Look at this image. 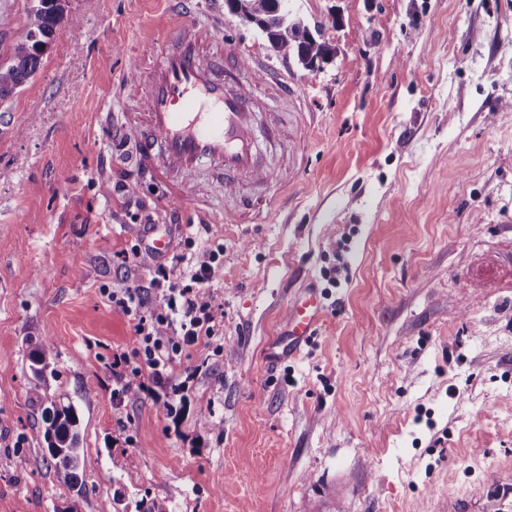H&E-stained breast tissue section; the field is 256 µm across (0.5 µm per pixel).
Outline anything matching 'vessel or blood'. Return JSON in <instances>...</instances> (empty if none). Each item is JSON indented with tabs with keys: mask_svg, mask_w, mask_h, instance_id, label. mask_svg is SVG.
I'll return each mask as SVG.
<instances>
[{
	"mask_svg": "<svg viewBox=\"0 0 512 512\" xmlns=\"http://www.w3.org/2000/svg\"><path fill=\"white\" fill-rule=\"evenodd\" d=\"M168 48L143 89L149 108L142 124L127 125L126 134L139 143L138 167L156 178L185 177L208 160L227 176L261 177L252 137V105L241 93L226 89L224 68L234 60L207 57L181 30L167 35ZM316 289H304L289 306L285 340L270 344L268 357L287 359L316 334L323 315Z\"/></svg>",
	"mask_w": 512,
	"mask_h": 512,
	"instance_id": "b4317fda",
	"label": "vessel or blood"
}]
</instances>
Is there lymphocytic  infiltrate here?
Listing matches in <instances>:
<instances>
[{
	"label": "lymphocytic infiltrate",
	"mask_w": 512,
	"mask_h": 512,
	"mask_svg": "<svg viewBox=\"0 0 512 512\" xmlns=\"http://www.w3.org/2000/svg\"><path fill=\"white\" fill-rule=\"evenodd\" d=\"M224 255L223 247L210 248L196 256L190 270L178 263L158 264L150 287L123 283L109 291L108 298L134 322L138 342L131 352L112 357V377L116 397L137 389L142 374L166 395L162 406L167 415H176L171 399L184 395L188 380L172 378L177 360L190 357L198 342H205L213 355L224 353V329L214 314L209 283Z\"/></svg>",
	"instance_id": "lymphocytic-infiltrate-1"
}]
</instances>
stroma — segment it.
Here are the masks:
<instances>
[{"label":"stroma","instance_id":"35a3bbf8","mask_svg":"<svg viewBox=\"0 0 512 512\" xmlns=\"http://www.w3.org/2000/svg\"><path fill=\"white\" fill-rule=\"evenodd\" d=\"M291 7L336 48L318 71L225 0H69L0 101V512H305L334 474L346 512H512V0ZM187 21L240 63L264 176L228 193L206 161L175 205L117 130L146 109L125 84ZM148 220L172 225L171 254L185 235L224 247V354L175 419L148 392L112 394L136 335L102 291L149 285L154 261L129 254ZM306 287L318 333L271 363ZM37 389L78 410L80 489L45 461ZM53 346L50 343L36 345L29 353L30 369L34 376L41 381L51 365Z\"/></svg>","mask_w":512,"mask_h":512}]
</instances>
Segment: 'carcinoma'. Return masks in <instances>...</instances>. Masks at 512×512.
<instances>
[{
    "mask_svg": "<svg viewBox=\"0 0 512 512\" xmlns=\"http://www.w3.org/2000/svg\"><path fill=\"white\" fill-rule=\"evenodd\" d=\"M69 0H31L27 7V27L6 56L0 55V100L23 88L34 77L53 41L57 26L64 20ZM278 0H226L242 11V18L265 36L270 46L285 57H294L308 71L335 52L328 42L315 37L305 21L297 16L283 17ZM53 346L36 345L29 353L30 369L42 380L51 365ZM43 405L44 440L54 463L57 481L70 487L79 482L82 467L79 416L69 401L35 393Z\"/></svg>",
    "mask_w": 512,
    "mask_h": 512,
    "instance_id": "1",
    "label": "carcinoma"
}]
</instances>
